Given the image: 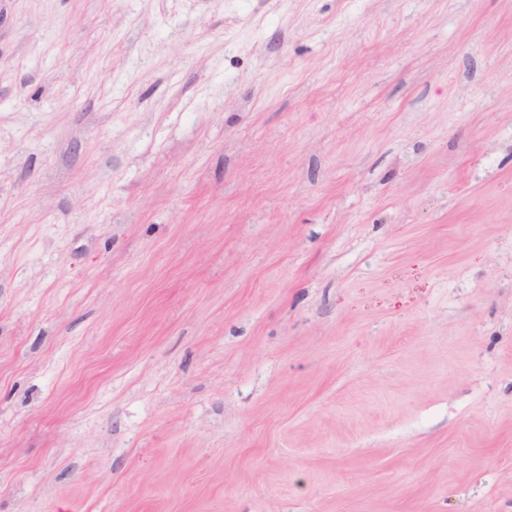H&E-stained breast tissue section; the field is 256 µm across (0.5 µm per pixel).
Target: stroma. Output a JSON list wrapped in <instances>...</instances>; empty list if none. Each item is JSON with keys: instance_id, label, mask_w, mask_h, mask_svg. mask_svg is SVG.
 <instances>
[{"instance_id": "35a3bbf8", "label": "stroma", "mask_w": 512, "mask_h": 512, "mask_svg": "<svg viewBox=\"0 0 512 512\" xmlns=\"http://www.w3.org/2000/svg\"><path fill=\"white\" fill-rule=\"evenodd\" d=\"M0 512H512V0H0Z\"/></svg>"}]
</instances>
